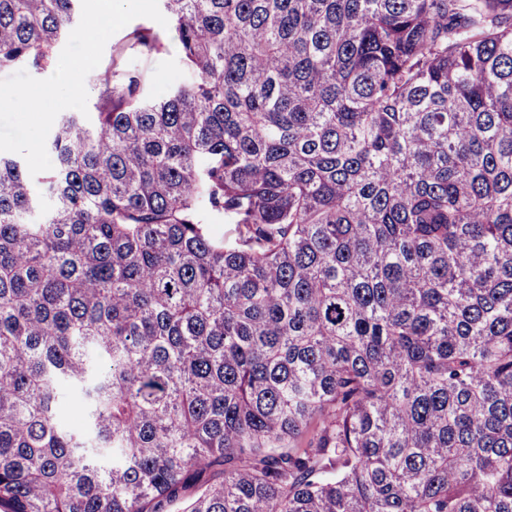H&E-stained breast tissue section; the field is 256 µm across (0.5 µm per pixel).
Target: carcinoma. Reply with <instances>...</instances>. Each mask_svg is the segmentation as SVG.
Returning <instances> with one entry per match:
<instances>
[{"mask_svg": "<svg viewBox=\"0 0 512 512\" xmlns=\"http://www.w3.org/2000/svg\"><path fill=\"white\" fill-rule=\"evenodd\" d=\"M158 2L0 155V512H512V0Z\"/></svg>", "mask_w": 512, "mask_h": 512, "instance_id": "cac0c4a2", "label": "carcinoma"}]
</instances>
